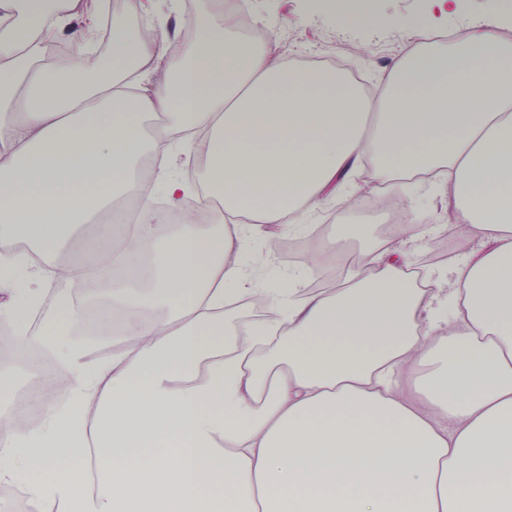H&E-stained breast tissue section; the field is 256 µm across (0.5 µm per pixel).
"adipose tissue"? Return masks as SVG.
<instances>
[{
    "mask_svg": "<svg viewBox=\"0 0 512 512\" xmlns=\"http://www.w3.org/2000/svg\"><path fill=\"white\" fill-rule=\"evenodd\" d=\"M95 16L94 0L51 23L44 0H0V331L63 366L29 390L59 383L80 407L10 437L0 484L24 485L32 512H512V43L475 30L415 47L370 101L343 72L283 62L276 39L241 41L230 16L175 57L167 32L140 42L116 19L111 57L93 58ZM63 30L75 54L48 58ZM149 114L164 120L147 136ZM185 146L192 183L174 172ZM148 155L183 223L146 200L96 261L65 254ZM365 168L441 175L404 205L411 224L415 201L447 209V272L414 280L406 234L333 291L249 287L245 230L295 232ZM203 188L224 200L210 224L192 216ZM22 238L30 252L8 250ZM141 264L146 279L112 284L120 342L90 361L77 295ZM231 298L269 320L226 323ZM89 450L81 495L63 473Z\"/></svg>",
    "mask_w": 512,
    "mask_h": 512,
    "instance_id": "ef3b65f1",
    "label": "adipose tissue"
}]
</instances>
